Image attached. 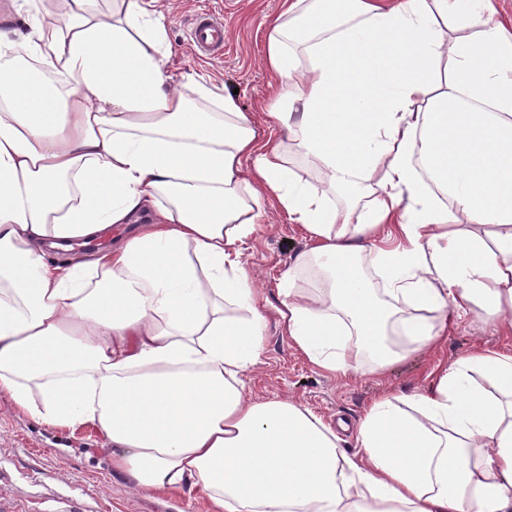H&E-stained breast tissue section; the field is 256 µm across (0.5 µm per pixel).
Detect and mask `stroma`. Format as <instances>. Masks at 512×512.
I'll use <instances>...</instances> for the list:
<instances>
[{
    "label": "stroma",
    "mask_w": 512,
    "mask_h": 512,
    "mask_svg": "<svg viewBox=\"0 0 512 512\" xmlns=\"http://www.w3.org/2000/svg\"><path fill=\"white\" fill-rule=\"evenodd\" d=\"M170 18L173 48L168 67L178 76L196 70L216 85L234 90L242 107L254 113L268 133L269 77L262 65L266 22L281 0H160ZM213 13L224 23V49L202 55L192 50L188 32L197 13ZM306 245L299 225L289 223L277 202L268 200L243 247L242 261L257 291L264 318V350L244 375L249 395L286 398L311 409L331 426L345 423V448L355 446L352 432L371 404L382 397L426 392L439 368L487 346L512 348V333L486 325L478 314L449 329L434 351L414 352L380 375L331 373L310 364L282 336L278 288L282 271ZM100 438L89 426L57 429L14 409L0 397V472L8 477L0 490L32 501L34 512H59L76 500L89 512H208L201 493H158L133 488L99 450Z\"/></svg>",
    "instance_id": "35a3bbf8"
}]
</instances>
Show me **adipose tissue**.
Segmentation results:
<instances>
[{"mask_svg": "<svg viewBox=\"0 0 512 512\" xmlns=\"http://www.w3.org/2000/svg\"><path fill=\"white\" fill-rule=\"evenodd\" d=\"M497 15V0H284L264 57L274 142L208 76L169 73L156 0H56L26 33L0 30V394L93 427L132 487L198 490L209 512H512V351L378 399L352 453L242 380L264 338L241 245L268 199L309 241L279 295L313 365L387 370L476 309L512 326Z\"/></svg>", "mask_w": 512, "mask_h": 512, "instance_id": "ef3b65f1", "label": "adipose tissue"}]
</instances>
